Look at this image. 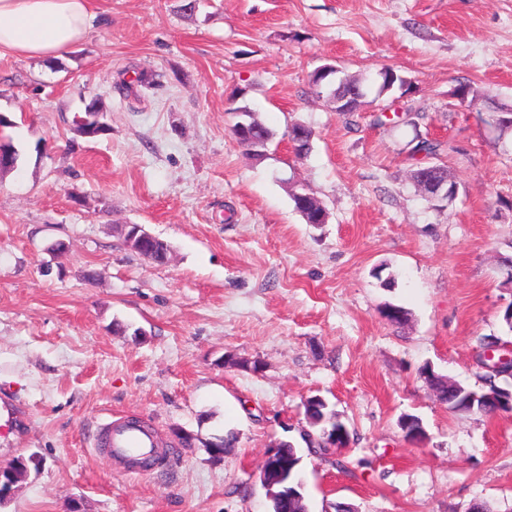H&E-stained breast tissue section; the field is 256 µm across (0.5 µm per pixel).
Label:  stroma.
<instances>
[{
    "label": "stroma",
    "instance_id": "obj_1",
    "mask_svg": "<svg viewBox=\"0 0 512 512\" xmlns=\"http://www.w3.org/2000/svg\"><path fill=\"white\" fill-rule=\"evenodd\" d=\"M95 0L86 38L51 65L0 56V113L20 154L0 173V394L27 412L0 466L36 457L0 512H266L261 464L301 444L306 397L355 432L304 451L308 512H512V416L454 413L424 366L482 385L479 337L512 341V0ZM326 65L413 84L353 120L315 96ZM155 89L141 91L140 74ZM474 97L458 101V86ZM106 134L74 131L90 98ZM245 106L273 132L254 163L230 132ZM420 113L418 127L393 123ZM316 135L303 157L286 132ZM438 158L454 202L412 185ZM327 208L308 224L293 184ZM170 248L157 264L118 230ZM68 250L56 255L53 246ZM410 322L390 325L385 305ZM418 416L427 442H405ZM155 428L165 461L93 449L102 422ZM234 435L223 457L206 442ZM121 228L126 246L141 256L150 259V255L160 239L148 232L141 224H123ZM148 243H151L153 247H147Z\"/></svg>",
    "mask_w": 512,
    "mask_h": 512
}]
</instances>
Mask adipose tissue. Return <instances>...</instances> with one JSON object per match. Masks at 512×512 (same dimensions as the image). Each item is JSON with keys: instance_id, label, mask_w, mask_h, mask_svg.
<instances>
[{"instance_id": "obj_1", "label": "adipose tissue", "mask_w": 512, "mask_h": 512, "mask_svg": "<svg viewBox=\"0 0 512 512\" xmlns=\"http://www.w3.org/2000/svg\"><path fill=\"white\" fill-rule=\"evenodd\" d=\"M93 0H0V56L52 62L82 41Z\"/></svg>"}]
</instances>
